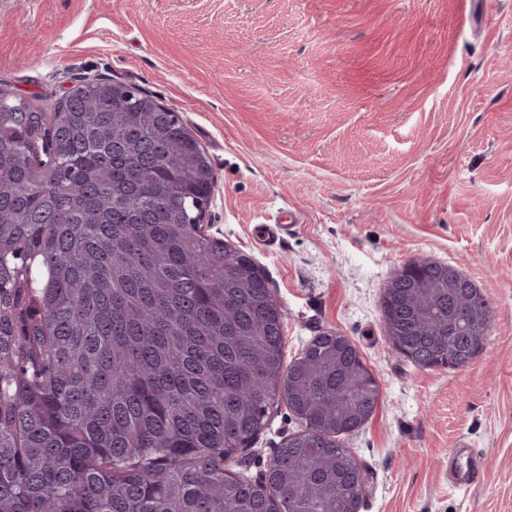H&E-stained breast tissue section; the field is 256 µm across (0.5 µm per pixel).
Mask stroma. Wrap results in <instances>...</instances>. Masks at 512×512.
Returning <instances> with one entry per match:
<instances>
[{"label":"stroma","mask_w":512,"mask_h":512,"mask_svg":"<svg viewBox=\"0 0 512 512\" xmlns=\"http://www.w3.org/2000/svg\"><path fill=\"white\" fill-rule=\"evenodd\" d=\"M93 76L201 142L206 231L266 276L287 359L326 330L358 348L379 388L344 439L359 512H512V0H0V87L60 98ZM288 210L287 237L255 240ZM422 256L494 305L466 367L415 366L386 337L383 290ZM300 429L274 407L233 470L261 478ZM464 441L486 478L457 490Z\"/></svg>","instance_id":"obj_1"}]
</instances>
